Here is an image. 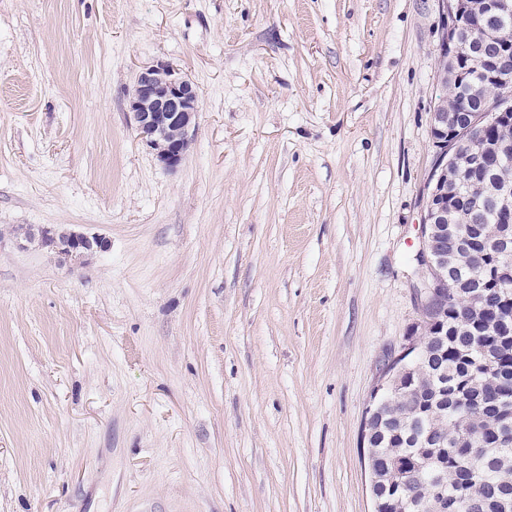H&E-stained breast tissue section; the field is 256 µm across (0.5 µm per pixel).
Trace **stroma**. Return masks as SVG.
<instances>
[{"label": "stroma", "mask_w": 512, "mask_h": 512, "mask_svg": "<svg viewBox=\"0 0 512 512\" xmlns=\"http://www.w3.org/2000/svg\"><path fill=\"white\" fill-rule=\"evenodd\" d=\"M438 0H0V512H372L418 318ZM197 86L161 165L127 95ZM19 225L108 241L69 267Z\"/></svg>", "instance_id": "35a3bbf8"}]
</instances>
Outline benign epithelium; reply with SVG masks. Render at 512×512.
<instances>
[{"mask_svg":"<svg viewBox=\"0 0 512 512\" xmlns=\"http://www.w3.org/2000/svg\"><path fill=\"white\" fill-rule=\"evenodd\" d=\"M443 27L438 44L439 78L442 83H457L462 78L459 61L475 57L487 67L494 93L475 97V104L466 112H452L445 98H440L431 113L430 134L436 148V163L428 177L426 211L421 224L420 262L426 266L428 277L420 302L421 334L409 336L399 349L391 353L382 365L364 411L361 438L365 448L377 442L385 408L411 394L401 383L402 377L432 358L430 346L442 342L439 323L448 311L451 287L470 278V272L448 264V225L454 223L448 213V193L452 186H465L472 198L484 191L493 166L486 155L477 149L483 132L492 126L512 128V66L505 61L506 37L495 34L494 50L487 51L488 21L512 13V0H438ZM127 109L131 112L139 139L155 152L158 160L174 169L184 160L191 143L189 132L200 112L196 85L180 75L170 64L156 62L142 67L135 85L128 94ZM505 223H512V184L500 185L490 199ZM17 238L56 254L64 261L79 260L94 251L107 248L108 241L99 236L29 226L14 230ZM500 261L497 277L512 281V233L503 232L496 240ZM493 406L499 422L498 443L512 441V397L498 394ZM373 512H384L388 506L415 512H458L462 507L474 509L471 498L450 500L444 485L430 487L419 505L401 497L386 498L382 490L395 483L393 474L368 468Z\"/></svg>","mask_w":512,"mask_h":512,"instance_id":"7a95c632","label":"benign epithelium"}]
</instances>
